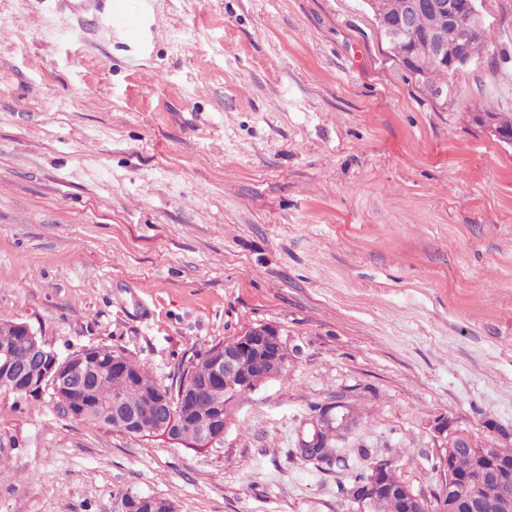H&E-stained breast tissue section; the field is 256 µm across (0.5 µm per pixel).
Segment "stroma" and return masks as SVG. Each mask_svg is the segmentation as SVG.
Listing matches in <instances>:
<instances>
[{
	"label": "stroma",
	"instance_id": "stroma-1",
	"mask_svg": "<svg viewBox=\"0 0 512 512\" xmlns=\"http://www.w3.org/2000/svg\"><path fill=\"white\" fill-rule=\"evenodd\" d=\"M146 50L58 0H0V313L60 356L101 346L171 387L196 351L280 328V374L221 444L73 421L0 393V512H356L391 463L436 505L441 420L512 448V0L447 104L364 0H153ZM352 412L332 462L299 442ZM128 495L118 493L119 499ZM119 512H172L171 505L164 500L155 497L128 496L123 502L120 501Z\"/></svg>",
	"mask_w": 512,
	"mask_h": 512
}]
</instances>
